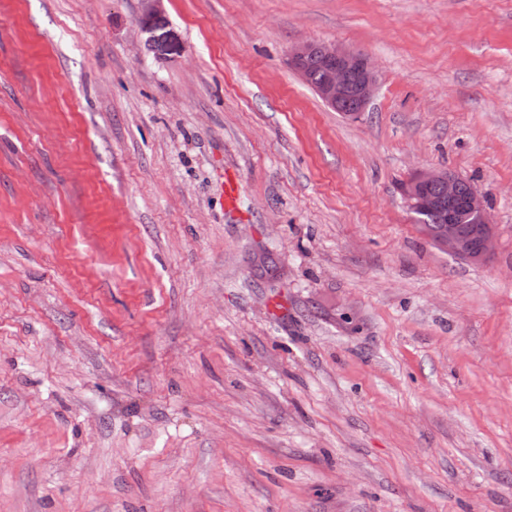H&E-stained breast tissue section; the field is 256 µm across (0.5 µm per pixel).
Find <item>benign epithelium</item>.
Masks as SVG:
<instances>
[{"instance_id":"7a95c632","label":"benign epithelium","mask_w":512,"mask_h":512,"mask_svg":"<svg viewBox=\"0 0 512 512\" xmlns=\"http://www.w3.org/2000/svg\"><path fill=\"white\" fill-rule=\"evenodd\" d=\"M313 59L321 61L322 76L313 86L317 96L333 109L347 101L354 102V116L364 111L378 85L371 57L336 43L303 41L291 49L288 63L306 82ZM435 186L443 189L441 195L430 193ZM400 193L415 212L448 207L443 221L420 225V232L435 246L466 261H481L490 255L495 233L487 201L463 178L445 168L421 169L401 186ZM466 224L478 225L477 232L465 231Z\"/></svg>"}]
</instances>
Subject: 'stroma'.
<instances>
[{
  "instance_id": "obj_1",
  "label": "stroma",
  "mask_w": 512,
  "mask_h": 512,
  "mask_svg": "<svg viewBox=\"0 0 512 512\" xmlns=\"http://www.w3.org/2000/svg\"><path fill=\"white\" fill-rule=\"evenodd\" d=\"M142 12L0 0V512H512V0ZM304 40L370 55L358 118ZM435 186L443 189L440 196L432 195L438 192ZM400 193L412 211L434 210L416 216L425 223L420 224V232L435 246L466 261H481L490 255L495 233L487 201L463 178L445 168L421 169L401 186ZM447 205L448 216L443 219L436 209ZM464 224H478L476 234L465 231Z\"/></svg>"
}]
</instances>
